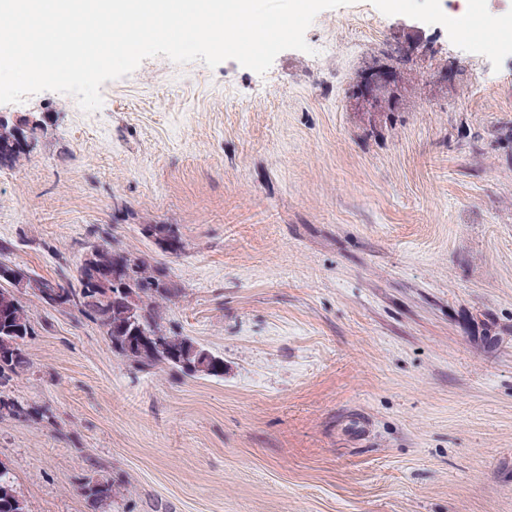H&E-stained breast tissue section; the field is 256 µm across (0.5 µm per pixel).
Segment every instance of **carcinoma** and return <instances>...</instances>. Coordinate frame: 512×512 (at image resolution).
<instances>
[{
  "instance_id": "cac0c4a2",
  "label": "carcinoma",
  "mask_w": 512,
  "mask_h": 512,
  "mask_svg": "<svg viewBox=\"0 0 512 512\" xmlns=\"http://www.w3.org/2000/svg\"><path fill=\"white\" fill-rule=\"evenodd\" d=\"M152 234L165 251L176 254L182 250L181 239L167 225H155ZM91 270L97 274L95 290L87 291L81 278L72 282L61 275L51 279L59 294L69 298L70 307L91 317L100 326L111 328L109 340L120 356L144 367L176 368L189 376L221 378L224 373L194 368L197 363L213 367L224 365V358L199 346L187 336L162 329L166 312L163 303L177 297L179 290L166 279L164 268L144 256L113 247L93 248ZM9 316L0 324V388L26 371L30 361L26 345L17 343V330L31 335L29 310L13 296L8 304ZM24 407L0 391V416H22ZM0 485L10 494L0 495V512H18L11 499L17 494L8 469L0 468ZM83 493L96 504L112 501L117 495L110 480H89Z\"/></svg>"
}]
</instances>
